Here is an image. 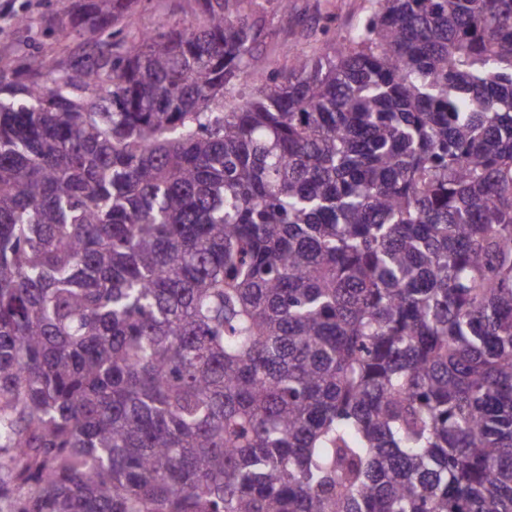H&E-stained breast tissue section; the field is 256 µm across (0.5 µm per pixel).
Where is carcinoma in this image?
Wrapping results in <instances>:
<instances>
[{
	"instance_id": "cac0c4a2",
	"label": "carcinoma",
	"mask_w": 512,
	"mask_h": 512,
	"mask_svg": "<svg viewBox=\"0 0 512 512\" xmlns=\"http://www.w3.org/2000/svg\"><path fill=\"white\" fill-rule=\"evenodd\" d=\"M135 2L0 74V499L512 512V0H372L229 104L257 25ZM201 16L196 0H137L117 26L127 39L161 22L177 23L180 27L196 26Z\"/></svg>"
}]
</instances>
